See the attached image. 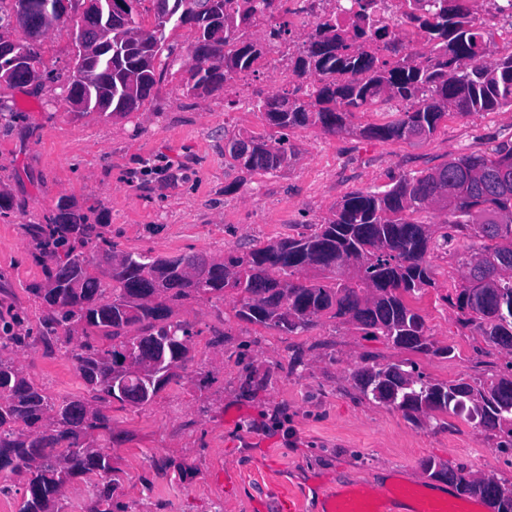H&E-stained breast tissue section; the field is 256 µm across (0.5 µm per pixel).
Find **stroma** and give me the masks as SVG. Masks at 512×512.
Here are the masks:
<instances>
[{
    "label": "stroma",
    "instance_id": "35a3bbf8",
    "mask_svg": "<svg viewBox=\"0 0 512 512\" xmlns=\"http://www.w3.org/2000/svg\"><path fill=\"white\" fill-rule=\"evenodd\" d=\"M185 71L167 74L153 100L125 117L74 112L60 86L0 87V311L28 336L12 356L45 392L83 393L73 360L37 339L44 309L31 293L44 280L30 233L59 202L104 225L117 250L214 257L312 232L347 193L382 188L462 153L492 154L512 140V109L452 114L428 141L368 140L317 129L290 130L298 159L247 175L224 157L226 138L266 132L256 100L280 91L265 69L245 98L187 97ZM438 289L458 274L443 251L428 256ZM428 292L431 341L447 357L397 347L324 317L288 334L237 319L234 298L188 299L174 318L193 322L192 359L179 382L141 408L113 409L122 437L111 448L128 512H277L294 492L298 512H323L326 492L384 494L403 481L441 489L424 459L512 483V447L502 432L433 413L417 421L366 399L357 367L413 361L430 380L472 381L503 373L512 356L488 346ZM166 459L167 472L152 462Z\"/></svg>",
    "mask_w": 512,
    "mask_h": 512
}]
</instances>
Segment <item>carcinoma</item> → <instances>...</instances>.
Listing matches in <instances>:
<instances>
[{
	"mask_svg": "<svg viewBox=\"0 0 512 512\" xmlns=\"http://www.w3.org/2000/svg\"><path fill=\"white\" fill-rule=\"evenodd\" d=\"M42 2L0 0V29L16 24L25 33L13 49L0 48V72L11 73L17 87L34 84L41 63L31 56L19 71L17 55L71 12L72 0H55L57 12L46 17ZM141 2L134 0L125 17H110L107 0H100L112 33L95 38L96 47L76 61L86 77L77 95L89 111L126 117L139 110L185 56L192 65L184 93L192 98L219 94L227 76L258 66L262 46L245 29L274 0H151V29L140 22ZM23 13L32 23L20 20ZM187 14L196 17L198 37L183 56L166 43L165 29ZM421 27L426 52L401 62L363 47L367 31L350 39L325 23L293 67L310 86L277 92L255 108L280 130L313 127L336 134L347 130L353 112L397 100L408 108L359 135L423 142L450 112L512 106V55L489 59L486 34L468 19L461 0H446L421 19ZM57 30L71 32L62 23ZM338 73L345 78H336ZM237 144L246 150H235ZM296 156L283 140L272 143L248 132L229 139L224 151L250 174L276 172ZM429 210L443 212L444 222L422 223L419 214ZM100 228L63 202L50 223L33 225L45 262V283L31 289L45 308L38 339L71 355L86 393L48 395L18 361L3 356L26 344V337L0 336V473L23 478L17 512H61L64 486L81 476L94 479L91 512H112L121 480L105 447L117 440L107 408L114 402L150 404L192 360L197 331L186 320L172 319L171 305L183 300H222L231 293L237 296L236 317L248 323L297 334L327 315L400 348L448 356L452 348L430 340L418 301L435 283L427 255L451 246L460 280L441 300L462 315L463 326L512 353V141L491 155L462 154L429 172L402 176L383 191L350 192L311 233L214 258L204 278L193 273L197 253H119ZM102 339L110 344L100 345ZM354 378L366 398L408 420L428 412H465L484 430L512 437V379L505 376L437 382L405 362L361 367ZM421 469L448 480L462 495L481 498L492 512H512V487L493 478L437 467L431 459Z\"/></svg>",
	"mask_w": 512,
	"mask_h": 512,
	"instance_id": "cac0c4a2",
	"label": "carcinoma"
}]
</instances>
